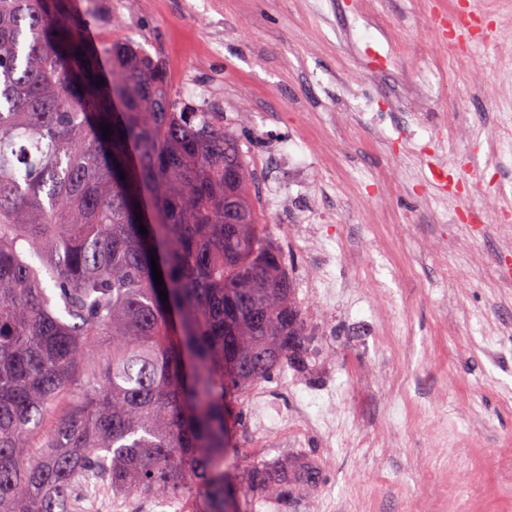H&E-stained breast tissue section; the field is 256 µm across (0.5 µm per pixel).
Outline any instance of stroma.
<instances>
[{
  "label": "stroma",
  "instance_id": "obj_1",
  "mask_svg": "<svg viewBox=\"0 0 512 512\" xmlns=\"http://www.w3.org/2000/svg\"><path fill=\"white\" fill-rule=\"evenodd\" d=\"M84 0L93 32L128 37L196 71L224 101L249 162L287 148L302 169L289 189L343 242L337 279L373 302L308 306L335 329L307 388L352 392L349 440H313L323 478L307 512H512V288L478 274L512 202V154L453 131L460 112L512 117V0H477L491 40L472 41L482 77L448 57L437 25L455 0ZM384 337L375 357L367 335ZM494 346L496 356L485 354ZM372 381L358 391L345 368Z\"/></svg>",
  "mask_w": 512,
  "mask_h": 512
}]
</instances>
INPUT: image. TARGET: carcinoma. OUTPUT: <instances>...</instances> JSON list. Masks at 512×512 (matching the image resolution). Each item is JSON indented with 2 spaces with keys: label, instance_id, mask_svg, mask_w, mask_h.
<instances>
[{
  "label": "carcinoma",
  "instance_id": "cac0c4a2",
  "mask_svg": "<svg viewBox=\"0 0 512 512\" xmlns=\"http://www.w3.org/2000/svg\"><path fill=\"white\" fill-rule=\"evenodd\" d=\"M83 22L74 0H0V512H77L101 486L291 512L321 478L307 456L234 473L238 401L308 350L250 164L224 113Z\"/></svg>",
  "mask_w": 512,
  "mask_h": 512
}]
</instances>
